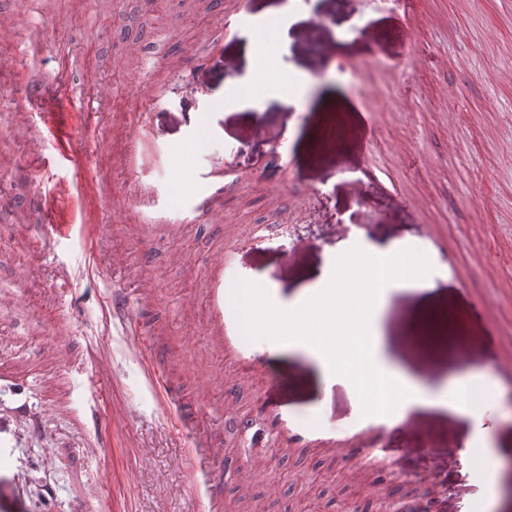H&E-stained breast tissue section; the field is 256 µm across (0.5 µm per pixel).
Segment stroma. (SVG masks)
Here are the masks:
<instances>
[{"label": "stroma", "mask_w": 512, "mask_h": 512, "mask_svg": "<svg viewBox=\"0 0 512 512\" xmlns=\"http://www.w3.org/2000/svg\"><path fill=\"white\" fill-rule=\"evenodd\" d=\"M283 0H244L246 20L225 30L213 0H0L15 19L0 42V504L7 512H203L187 467L194 434L179 427L152 382L197 403L199 431L224 453L243 441L247 417L267 435L287 419L300 441L261 449L278 465L248 476L218 471L224 498L260 496L264 512L312 495L334 512H405L435 498L443 512H472L484 482L463 461L427 454L458 448L476 428L419 410L399 425L375 422L349 387L327 384L308 352L258 337L226 362L206 333L204 274L222 257L233 274L293 304L331 271L352 241L431 250L442 225L446 255L436 287L390 285L372 323L390 369L426 388L451 384L459 341L478 338L474 370L493 372L498 340L487 316L512 294V74L494 53L512 29L494 0H450L448 19L427 26L421 60L393 0H295L280 66L297 74L294 105L247 88L248 32ZM53 24L36 49L29 37ZM365 37H358V30ZM330 42L333 60L316 41ZM49 78L46 106L72 115L74 173L45 139L41 152L14 136L12 103L28 76ZM206 117V144L187 150ZM339 145L325 138L330 127ZM82 178L65 197L75 227L54 249L49 222L25 223L36 192ZM224 186L219 212L196 220L189 203L207 180ZM179 182L177 223L136 206L127 189ZM114 202L101 206L100 185ZM138 298L145 335L112 314V294ZM486 407L482 426L497 452L491 512L512 496V384ZM358 436L357 447L320 446L311 431ZM109 480H102V473Z\"/></svg>", "instance_id": "1"}]
</instances>
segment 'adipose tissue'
Instances as JSON below:
<instances>
[{
    "instance_id": "adipose-tissue-1",
    "label": "adipose tissue",
    "mask_w": 512,
    "mask_h": 512,
    "mask_svg": "<svg viewBox=\"0 0 512 512\" xmlns=\"http://www.w3.org/2000/svg\"><path fill=\"white\" fill-rule=\"evenodd\" d=\"M289 28L287 9L274 10L254 28L248 50L252 75L271 77L269 93L284 106L293 104L298 78L280 69L277 60L265 58L260 45L267 39L280 45L289 43ZM387 284L429 289L434 282L411 263L405 251L346 247L337 255L333 273L323 278L321 288L304 290L297 304L284 308L253 296L250 288H240L234 305L240 315L241 335L247 341L257 336L285 340L307 350L327 377L347 383L366 410L390 424L403 421L412 409L444 411L480 422L484 407L501 397L486 376L470 375L466 394L459 399L452 388L429 392L349 346L348 335L370 328Z\"/></svg>"
}]
</instances>
